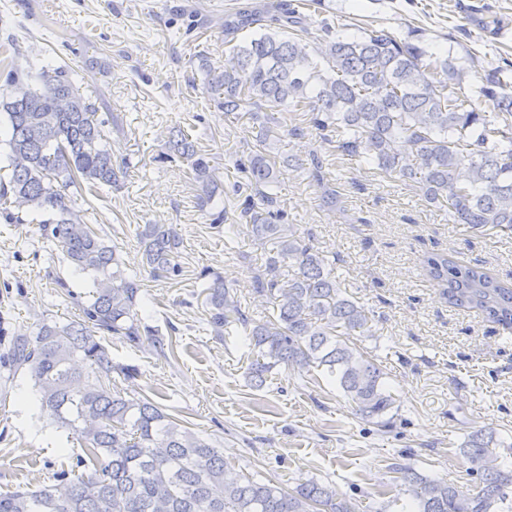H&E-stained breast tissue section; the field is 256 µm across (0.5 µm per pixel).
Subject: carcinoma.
Wrapping results in <instances>:
<instances>
[{
	"instance_id": "1",
	"label": "carcinoma",
	"mask_w": 512,
	"mask_h": 512,
	"mask_svg": "<svg viewBox=\"0 0 512 512\" xmlns=\"http://www.w3.org/2000/svg\"><path fill=\"white\" fill-rule=\"evenodd\" d=\"M247 36H242V33ZM301 13L286 0L264 12L244 4L224 18L231 62L214 66L195 56L208 100L226 116H250L256 144L235 161L250 194L238 219L267 249L254 290L273 304L262 321L249 318L219 275L208 278L206 321L216 336L243 328L252 358L250 382L261 387L277 365L320 368L336 381L353 414L392 430L398 409L386 372L353 341L370 331L364 306L342 295L329 261L312 240L297 235L273 192L271 138L288 126L286 112L311 107V126L344 156L421 185L426 199L448 208L457 224L512 232V68L482 78L478 97L453 90L464 71L384 27L356 37H324L313 47ZM15 41L0 46V115L6 118V165L0 167V217L6 224H37L74 272L89 276L82 316L45 322L32 339L13 344L15 369H24L40 391L52 424L71 431L93 465L89 475L62 473L54 484L0 494V512H358V505L328 485L312 481L286 490L228 471L224 456L206 439L112 382L130 380L135 367L112 363L104 341L120 336L138 344L159 331L142 324V284L126 275L116 246L77 206L76 195L99 199L124 187L128 163L112 160V113H99L77 84L69 64L39 56L19 73L9 61ZM194 126L174 130L164 159L187 163L197 187L196 208L224 233L226 209L209 155L196 148ZM147 265L166 278L181 276L182 239L171 224H146L139 233ZM430 280L448 303L474 309L512 330V285L446 253L424 259ZM495 435L477 431L462 448L478 482L462 490L428 478L403 463L395 467L416 512H500L512 499V464L490 463Z\"/></svg>"
}]
</instances>
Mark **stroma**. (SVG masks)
Returning a JSON list of instances; mask_svg holds the SVG:
<instances>
[{
    "label": "stroma",
    "mask_w": 512,
    "mask_h": 512,
    "mask_svg": "<svg viewBox=\"0 0 512 512\" xmlns=\"http://www.w3.org/2000/svg\"><path fill=\"white\" fill-rule=\"evenodd\" d=\"M12 2L15 64L39 53L65 60L79 69L84 95L123 129L112 150L127 160L129 176L122 189L94 201L92 217L112 236L127 275L141 280L145 323L174 347L164 354L147 337L135 347L107 338L113 361L138 369L129 392L206 438L231 470L290 489L318 481L352 498L359 512H408L394 463L466 487L461 448L471 433L492 431L512 443V332L448 304L423 268L426 255L444 252L511 284L512 233L452 223L416 183L339 155L306 128L304 111L289 112V123L305 132L273 141L275 191L289 223L331 262L343 293L370 310L373 335L356 344L382 360L399 417L390 433L378 432L317 369L281 365L262 388L252 387L245 333L235 326L213 335L200 277L213 270L252 318L270 315L271 303L253 290L263 258L251 228L239 225L225 238L197 210L186 163L158 159L170 129L200 115L198 144L213 157L225 205L237 202L230 169L252 140L251 124L206 103L193 64L201 51L223 64L224 16L237 0ZM305 16L313 39L325 22L349 37L385 26L464 69L467 89L512 62V0H321ZM8 34L0 32V44ZM289 156L300 166L286 165ZM146 224L176 225L180 279L157 277L146 265L138 240ZM57 275L68 288L54 286ZM84 290V277L38 225L0 223L1 494L54 483L82 453L80 442L41 412L33 380L13 372L6 354L13 339L33 338L43 321L76 319L75 297Z\"/></svg>",
    "instance_id": "stroma-1"
}]
</instances>
